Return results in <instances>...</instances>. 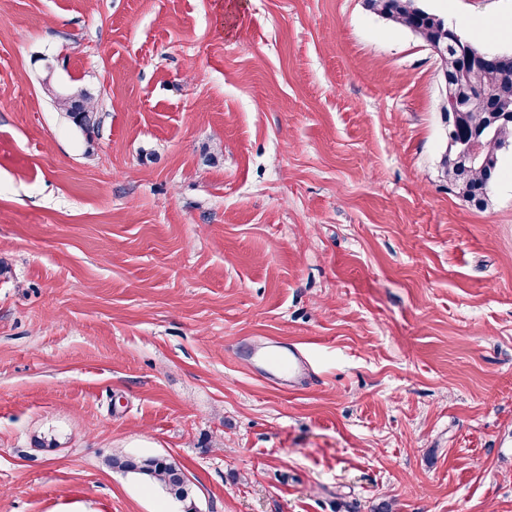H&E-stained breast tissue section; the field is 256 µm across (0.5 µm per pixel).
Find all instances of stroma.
Returning <instances> with one entry per match:
<instances>
[{
	"label": "stroma",
	"mask_w": 512,
	"mask_h": 512,
	"mask_svg": "<svg viewBox=\"0 0 512 512\" xmlns=\"http://www.w3.org/2000/svg\"><path fill=\"white\" fill-rule=\"evenodd\" d=\"M422 3L512 52V0ZM445 93L365 0H0V512H184L115 455L197 512H512V149L464 206ZM63 114L73 127L83 133H90L97 124V112L91 97L84 92L61 97L57 101ZM112 465L130 472L141 479L157 482L176 499L187 500L190 495L189 482L184 472L164 458L151 457L142 460L113 458Z\"/></svg>",
	"instance_id": "stroma-1"
}]
</instances>
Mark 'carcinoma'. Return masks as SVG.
Listing matches in <instances>:
<instances>
[{
	"mask_svg": "<svg viewBox=\"0 0 512 512\" xmlns=\"http://www.w3.org/2000/svg\"><path fill=\"white\" fill-rule=\"evenodd\" d=\"M367 7L381 18L409 29L423 39L440 58L444 76L450 86L462 96L464 112L443 113L448 126V146L442 159L448 190L465 204L483 208L490 192L486 182L488 167L500 170L503 140L512 142V125L498 128L488 111L487 93L493 87L512 89V57L489 52L465 40L455 27L440 16L425 9L420 0H365ZM58 105L73 127L83 133L91 132L97 124L91 97L84 92L58 99ZM479 140L481 163H466L459 149ZM112 465L144 480L161 484L179 500L190 495L184 472L172 462L159 457L142 460L114 458Z\"/></svg>",
	"mask_w": 512,
	"mask_h": 512,
	"instance_id": "obj_1",
	"label": "carcinoma"
}]
</instances>
